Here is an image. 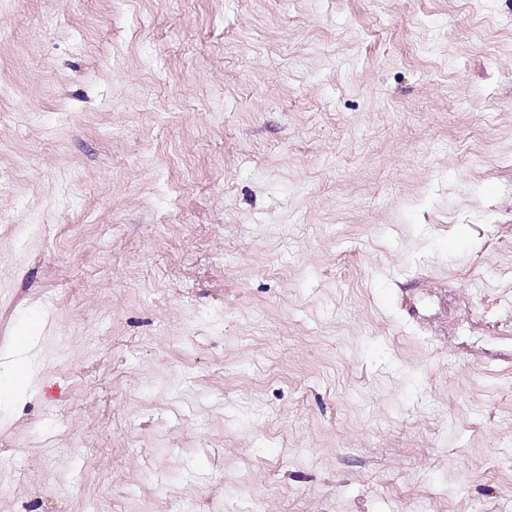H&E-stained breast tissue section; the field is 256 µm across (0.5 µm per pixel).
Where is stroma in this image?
<instances>
[{"label": "stroma", "mask_w": 512, "mask_h": 512, "mask_svg": "<svg viewBox=\"0 0 512 512\" xmlns=\"http://www.w3.org/2000/svg\"><path fill=\"white\" fill-rule=\"evenodd\" d=\"M0 512H512V0H0Z\"/></svg>", "instance_id": "obj_1"}]
</instances>
